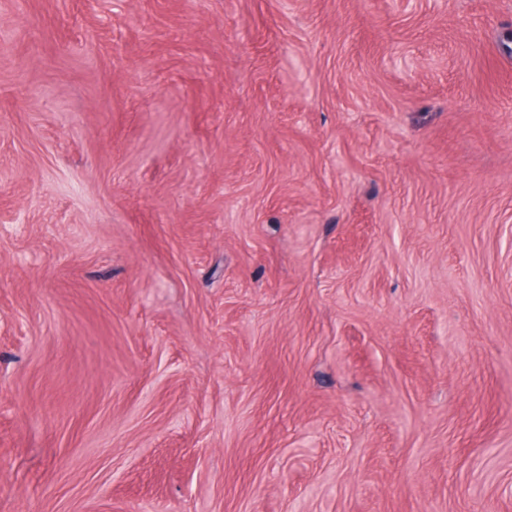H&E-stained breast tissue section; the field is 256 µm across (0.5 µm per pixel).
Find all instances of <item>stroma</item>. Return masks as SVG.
I'll list each match as a JSON object with an SVG mask.
<instances>
[{"mask_svg":"<svg viewBox=\"0 0 512 512\" xmlns=\"http://www.w3.org/2000/svg\"><path fill=\"white\" fill-rule=\"evenodd\" d=\"M0 512H512V0H0Z\"/></svg>","mask_w":512,"mask_h":512,"instance_id":"1","label":"stroma"}]
</instances>
